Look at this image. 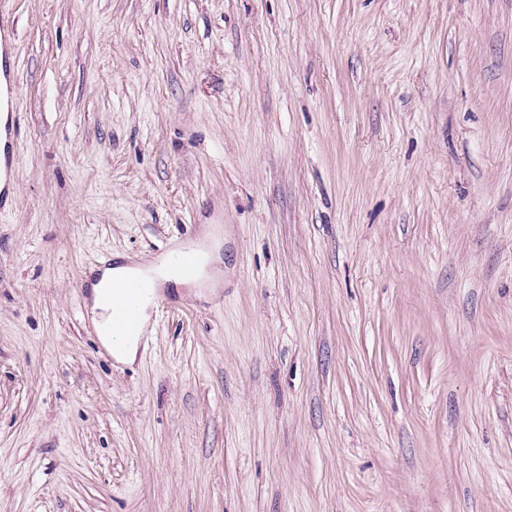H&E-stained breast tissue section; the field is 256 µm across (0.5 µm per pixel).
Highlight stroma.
I'll list each match as a JSON object with an SVG mask.
<instances>
[{"instance_id":"obj_1","label":"stroma","mask_w":512,"mask_h":512,"mask_svg":"<svg viewBox=\"0 0 512 512\" xmlns=\"http://www.w3.org/2000/svg\"><path fill=\"white\" fill-rule=\"evenodd\" d=\"M0 18V512H512V0ZM207 235L116 363L90 269ZM222 264L224 262L222 263L220 255V243L215 242L201 257V279L212 287L218 286L224 275Z\"/></svg>"}]
</instances>
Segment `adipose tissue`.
<instances>
[{
    "mask_svg": "<svg viewBox=\"0 0 512 512\" xmlns=\"http://www.w3.org/2000/svg\"><path fill=\"white\" fill-rule=\"evenodd\" d=\"M137 274L135 263L131 262L127 256L118 255L115 256L111 266L97 271L91 280L92 324L103 346L113 347L112 339L107 332L109 310L102 306L101 298L105 294L116 293L122 283ZM113 349V356L117 362L130 364L136 358L138 344L131 340L120 347H113Z\"/></svg>",
    "mask_w": 512,
    "mask_h": 512,
    "instance_id": "ef3b65f1",
    "label": "adipose tissue"
}]
</instances>
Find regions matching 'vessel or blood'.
<instances>
[{"mask_svg":"<svg viewBox=\"0 0 512 512\" xmlns=\"http://www.w3.org/2000/svg\"><path fill=\"white\" fill-rule=\"evenodd\" d=\"M169 263L184 280L196 279L199 271V255L194 247L186 246L169 252ZM120 302L104 297V304L112 308L109 333L112 337L129 341L141 338L146 331L142 311L147 304H159L161 295L150 277H135L124 282Z\"/></svg>","mask_w":512,"mask_h":512,"instance_id":"vessel-or-blood-1","label":"vessel or blood"}]
</instances>
